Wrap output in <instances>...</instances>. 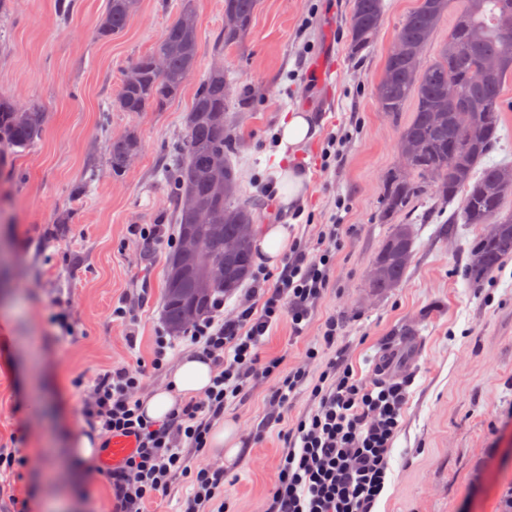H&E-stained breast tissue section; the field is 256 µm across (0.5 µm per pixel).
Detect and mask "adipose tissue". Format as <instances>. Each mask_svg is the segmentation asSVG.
I'll list each match as a JSON object with an SVG mask.
<instances>
[{
    "instance_id": "obj_1",
    "label": "adipose tissue",
    "mask_w": 512,
    "mask_h": 512,
    "mask_svg": "<svg viewBox=\"0 0 512 512\" xmlns=\"http://www.w3.org/2000/svg\"><path fill=\"white\" fill-rule=\"evenodd\" d=\"M212 384V367L203 356L185 358L172 372L166 389L146 398L142 409L152 420L166 418L181 401L203 394Z\"/></svg>"
}]
</instances>
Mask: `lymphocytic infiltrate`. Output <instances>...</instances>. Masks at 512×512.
Segmentation results:
<instances>
[{"mask_svg": "<svg viewBox=\"0 0 512 512\" xmlns=\"http://www.w3.org/2000/svg\"><path fill=\"white\" fill-rule=\"evenodd\" d=\"M346 232V225H327L324 248L311 254L294 245L273 287L246 292L232 314L216 310L194 323L189 339L210 360L212 384L182 401L165 421L144 415L141 389L151 370L163 367L167 340H160L151 366H114L87 382L83 414L88 424L103 441L124 436L134 442L131 453L107 473L116 512H148L184 475L193 491L182 512H223L224 463L201 450L227 403L265 382L272 385L276 414L287 413L306 384L312 404L288 428L263 512H373L402 428L406 383L358 379L339 356L311 385L306 364L316 359L317 350H308L306 363L284 376L280 360H262L259 352L262 336L282 316L296 326L309 318L331 284L330 246Z\"/></svg>", "mask_w": 512, "mask_h": 512, "instance_id": "lymphocytic-infiltrate-1", "label": "lymphocytic infiltrate"}]
</instances>
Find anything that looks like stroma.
Instances as JSON below:
<instances>
[{
    "label": "stroma",
    "instance_id": "1",
    "mask_svg": "<svg viewBox=\"0 0 512 512\" xmlns=\"http://www.w3.org/2000/svg\"><path fill=\"white\" fill-rule=\"evenodd\" d=\"M108 0H6L0 8V98L40 112L41 135L26 152L0 157V448L33 456L36 435L58 424L85 427L78 376L116 365L151 364L164 322V266L176 234L167 172L185 133L194 91L224 31V0H140L111 39L96 30ZM192 5L200 58L183 92L162 110L116 109L124 70L153 50L167 26ZM376 42L350 53L353 0H259L241 46L222 56L230 82L227 122L238 138L232 157L241 199L260 197L254 222L287 225L314 248L323 225L350 229L336 244L333 280L301 329L288 319L266 332L263 358L281 372L309 349L319 374L335 358L323 347L326 319L339 324L344 360L359 378L375 374L383 351L414 340L394 364L408 383L403 426L393 443L386 488L375 512H501L512 491V258L484 281L464 276L484 224L460 222L459 201L427 196L416 205L411 260L402 283L377 294L367 276L392 232L379 201L396 161L395 142L413 104L382 112L372 87L396 31L416 0H384ZM308 113L312 138L291 157L304 181L296 204L282 201L278 129ZM135 135L139 151L113 176L114 138ZM161 226L151 247L142 231ZM61 321L49 323V314ZM164 367L144 391L167 386L195 349L169 336ZM270 384L228 403L240 448L224 462L229 512H262L277 479L290 419L311 405L301 387L287 419L269 404ZM109 449L82 463L84 512H114L101 502ZM71 479L14 467L0 476L30 512H67Z\"/></svg>",
    "mask_w": 512,
    "mask_h": 512
}]
</instances>
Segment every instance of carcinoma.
<instances>
[{
	"label": "carcinoma",
	"instance_id": "cac0c4a2",
	"mask_svg": "<svg viewBox=\"0 0 512 512\" xmlns=\"http://www.w3.org/2000/svg\"><path fill=\"white\" fill-rule=\"evenodd\" d=\"M139 2L109 0L97 38L123 30ZM450 4L451 0H417L397 29V49L387 53L374 86L384 112H398L409 100L415 103L396 142L398 161L384 183L379 214L391 224L430 192L448 201L461 197L464 223L493 225L492 232L472 243L466 266L468 279L480 283L512 257V218L501 216L505 198L512 195V166L493 164L476 171L499 139L502 86L512 78V37L502 30L503 19L512 16V0H461L448 37L426 64L420 49L432 43ZM257 5L258 0H224L226 24L219 50L241 43ZM194 16L192 8L185 7L154 49L131 63L138 79L121 83L115 107L133 114L159 110L181 93L199 60ZM383 16V0H354L353 53L374 43ZM228 96L224 65L215 63L195 91L186 133L177 145L181 161L167 172L179 234L165 263L164 318L176 335L208 315L215 296L238 288L251 269L255 205L238 198L229 161L237 141L224 119ZM464 109L471 118L461 126L457 113ZM42 126V113L0 100V150L27 149L41 135ZM137 152L138 141L130 135L112 140V173L122 176L128 158ZM218 154L224 159L220 166L214 165ZM216 182L224 185L220 198L212 192ZM200 253L207 254L222 274L213 277L199 267ZM411 255V233L402 222L378 254L367 287L377 293L397 287Z\"/></svg>",
	"mask_w": 512,
	"mask_h": 512
}]
</instances>
